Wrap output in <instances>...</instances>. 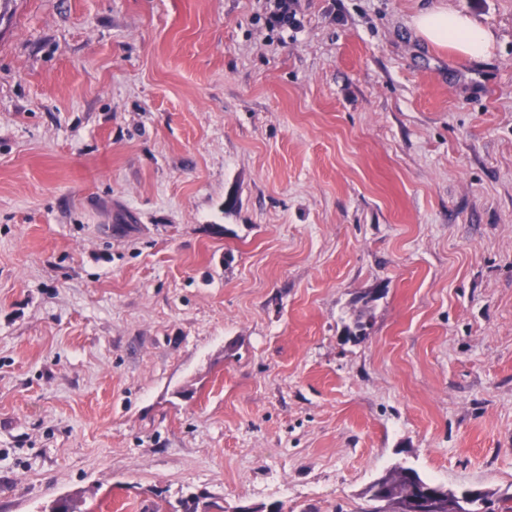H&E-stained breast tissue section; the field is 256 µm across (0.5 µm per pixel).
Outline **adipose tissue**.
<instances>
[{
  "label": "adipose tissue",
  "mask_w": 512,
  "mask_h": 512,
  "mask_svg": "<svg viewBox=\"0 0 512 512\" xmlns=\"http://www.w3.org/2000/svg\"><path fill=\"white\" fill-rule=\"evenodd\" d=\"M412 25L425 42L453 49L460 62L485 57L491 48V36L461 11L437 4L417 14Z\"/></svg>",
  "instance_id": "ef3b65f1"
}]
</instances>
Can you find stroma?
Returning a JSON list of instances; mask_svg holds the SVG:
<instances>
[{
    "instance_id": "stroma-1",
    "label": "stroma",
    "mask_w": 512,
    "mask_h": 512,
    "mask_svg": "<svg viewBox=\"0 0 512 512\" xmlns=\"http://www.w3.org/2000/svg\"><path fill=\"white\" fill-rule=\"evenodd\" d=\"M266 5L0 0V512L512 496V0ZM269 11L267 12L266 21L272 28H279L282 31L289 29H297L299 27V19L297 12L293 8L295 0H268ZM412 25L425 42L450 47L463 63L485 57L491 48V36L487 29L467 14L440 4L417 14ZM381 477L382 480L380 483H384L388 487L390 502H400L405 500L406 491L410 485L412 486L416 483H429V481H426L427 479L424 480V478H422L415 469L401 465L392 467ZM380 483L374 482L369 487L368 493H371L370 497L372 500H376L375 489Z\"/></svg>"
}]
</instances>
